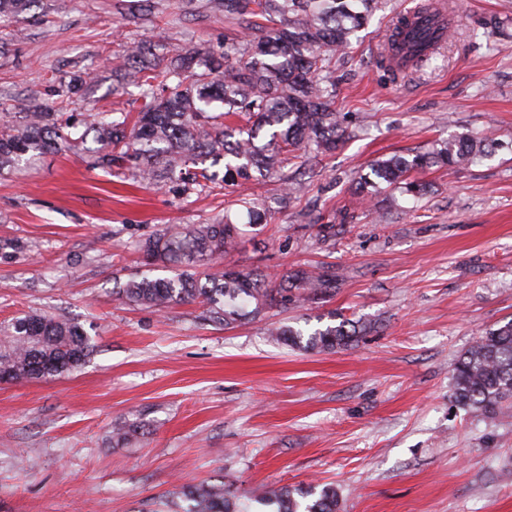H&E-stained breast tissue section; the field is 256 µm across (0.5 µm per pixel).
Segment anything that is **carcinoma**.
Wrapping results in <instances>:
<instances>
[{
  "instance_id": "carcinoma-1",
  "label": "carcinoma",
  "mask_w": 512,
  "mask_h": 512,
  "mask_svg": "<svg viewBox=\"0 0 512 512\" xmlns=\"http://www.w3.org/2000/svg\"><path fill=\"white\" fill-rule=\"evenodd\" d=\"M40 0H0V28L28 21ZM381 0H209L210 9L233 20L246 14L260 37H240L214 53L195 46H172L159 54L140 45L128 52L118 87L140 90L136 115L63 118L61 102L36 95L13 105L0 118V172L31 167L50 150L74 151L92 137L102 154L94 166L127 164L131 175L158 187L186 188L224 163V185L259 181L278 173L288 156L305 149L318 157L336 149L346 130L336 112L332 80L336 51L349 47ZM90 73L74 75L54 93L63 100L77 93ZM228 117L246 124L229 125ZM85 130L77 138L72 130ZM489 135H461L430 151L377 159L361 174L362 192L381 187L419 197L427 186L410 179L433 167H463L487 154ZM243 234L229 214L208 224H165L138 243L148 265L173 276L129 279L115 295L158 310L198 302L211 318L231 325L243 316L260 319L273 307L311 300L336 287V271L294 268L272 281L256 269L216 267ZM253 304L251 311L242 305ZM358 326L342 322L309 336L276 327L271 336L288 345L330 352L352 341ZM94 351L84 327L47 314L31 313L0 326V381L46 379L72 372ZM454 395L471 414L512 407V320L478 337L457 360ZM187 503L182 512H248L224 481L181 484L167 503ZM275 512H338L336 489L279 487L266 492Z\"/></svg>"
}]
</instances>
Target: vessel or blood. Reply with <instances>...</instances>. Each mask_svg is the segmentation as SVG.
I'll return each instance as SVG.
<instances>
[{"mask_svg":"<svg viewBox=\"0 0 512 512\" xmlns=\"http://www.w3.org/2000/svg\"><path fill=\"white\" fill-rule=\"evenodd\" d=\"M405 16L399 36L403 48L390 60L391 66L402 72L411 68L416 53L430 51L446 39L449 24L448 13L440 0H429L426 5L406 11Z\"/></svg>","mask_w":512,"mask_h":512,"instance_id":"vessel-or-blood-1","label":"vessel or blood"}]
</instances>
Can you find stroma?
<instances>
[{"label":"stroma","mask_w":512,"mask_h":512,"mask_svg":"<svg viewBox=\"0 0 512 512\" xmlns=\"http://www.w3.org/2000/svg\"><path fill=\"white\" fill-rule=\"evenodd\" d=\"M387 0L333 68L348 135L260 182L157 188L88 151L0 174V323L30 312L80 322V369L0 382V512H151L174 484L223 478L249 498L335 488L339 512H512V411L475 416L453 364L512 320V0H454L444 58L388 75ZM19 36L0 33V113L90 71L70 112H133L112 90L129 46L222 49L245 33L207 0H43ZM492 132V154L420 173L422 198L359 194L375 159ZM299 191L286 194L285 181ZM269 206L225 264L279 277L330 266L335 292L225 326L199 303L162 312L114 296L144 270L135 244L163 224ZM334 225L320 236L317 227ZM355 322L333 352L274 340ZM131 427L112 439L115 423Z\"/></svg>","instance_id":"stroma-1"}]
</instances>
